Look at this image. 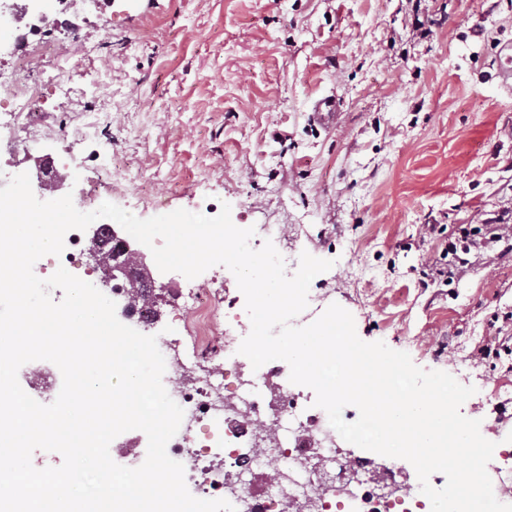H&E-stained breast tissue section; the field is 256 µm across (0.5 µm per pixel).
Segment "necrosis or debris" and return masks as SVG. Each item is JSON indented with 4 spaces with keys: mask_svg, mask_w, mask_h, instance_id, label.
I'll use <instances>...</instances> for the list:
<instances>
[{
    "mask_svg": "<svg viewBox=\"0 0 512 512\" xmlns=\"http://www.w3.org/2000/svg\"><path fill=\"white\" fill-rule=\"evenodd\" d=\"M81 2L94 10L97 30L111 27L102 0H14L6 21L14 66L0 70V103L26 95L18 76L33 61L61 40L85 37L73 16ZM173 308L201 346L186 358L180 336L158 339L167 369L179 375L165 388L184 410L167 453L195 497L228 500L236 512H431L428 498L400 480V459L381 466L376 453L354 455L313 390L290 382L286 362L256 369L239 354L251 329L244 297L216 303L192 279Z\"/></svg>",
    "mask_w": 512,
    "mask_h": 512,
    "instance_id": "obj_1",
    "label": "necrosis or debris"
}]
</instances>
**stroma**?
Instances as JSON below:
<instances>
[{
    "instance_id": "1",
    "label": "stroma",
    "mask_w": 512,
    "mask_h": 512,
    "mask_svg": "<svg viewBox=\"0 0 512 512\" xmlns=\"http://www.w3.org/2000/svg\"><path fill=\"white\" fill-rule=\"evenodd\" d=\"M112 35L45 59L12 107L81 137L80 186L146 219L229 204L235 226L302 230L313 287L358 336L425 370L470 367L464 416L512 448V95L497 81L512 0H116ZM336 99L321 122L316 100ZM433 224L437 233L427 234Z\"/></svg>"
}]
</instances>
